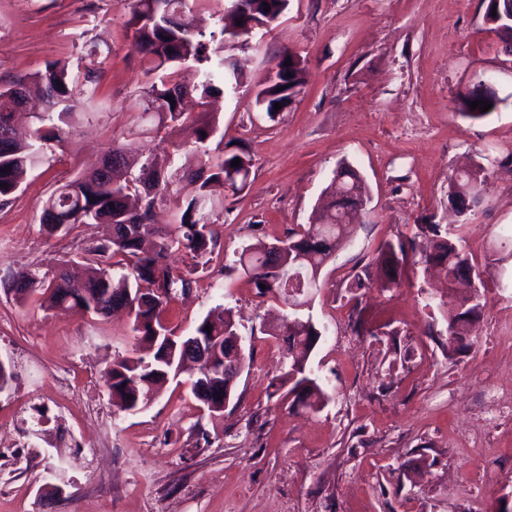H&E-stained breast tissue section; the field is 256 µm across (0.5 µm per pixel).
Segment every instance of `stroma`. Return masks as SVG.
<instances>
[{
	"label": "stroma",
	"mask_w": 512,
	"mask_h": 512,
	"mask_svg": "<svg viewBox=\"0 0 512 512\" xmlns=\"http://www.w3.org/2000/svg\"><path fill=\"white\" fill-rule=\"evenodd\" d=\"M189 8L218 46L226 0ZM485 9L484 0H289L239 55L236 92L205 108L187 100L195 121L224 134L211 155L252 159L242 193L211 187L220 237L210 262L169 257L195 278L169 306L177 335L221 304L252 354L216 420L173 381L139 411H119L103 373L135 350L127 314L45 310L4 288L9 275L55 267L108 235L107 225L83 224L51 237L39 216L113 142L131 143L142 160L170 156L195 169L200 159L191 127L161 138L134 106L152 78L125 26L128 0H0V87L57 60L76 84L90 75L98 85L72 132L0 204V361L12 373L0 390V512H512V254L500 241L512 225V166L500 163L512 151V72L501 67L507 38ZM284 50L301 58L306 85L271 120L255 95ZM491 75L497 109L460 114L458 92ZM341 162L360 173L369 200L305 309L326 330L310 365L331 400L313 412L271 387L285 349L268 330L291 308L231 265L241 248L309 223ZM478 165L481 202L463 215L448 188ZM431 222L463 225V250L486 285L459 354L440 341L455 298L442 274L418 265L383 290L374 264L385 242L424 243L419 227ZM356 310L373 335L355 332Z\"/></svg>",
	"instance_id": "35a3bbf8"
}]
</instances>
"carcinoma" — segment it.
Segmentation results:
<instances>
[{"label":"carcinoma","instance_id":"1","mask_svg":"<svg viewBox=\"0 0 512 512\" xmlns=\"http://www.w3.org/2000/svg\"><path fill=\"white\" fill-rule=\"evenodd\" d=\"M270 10H265V6ZM495 3L488 0L485 20L494 22L492 29L506 35L512 34V9L506 2L493 9ZM288 7V0H229L232 24L223 28L225 39L219 47L209 49L202 34L194 29L186 0H130L126 26L132 31L135 45L147 63L146 71L162 72L158 80L142 91L144 113L154 112L158 116V129L166 130L186 120L181 109V100L172 95L173 90L182 89L196 93L200 104L221 89L235 90L240 85L242 72L236 63L225 56L228 49L252 48L254 35L264 27L270 28ZM273 77L256 94V103L270 119L275 118L274 104L286 108L301 94L304 87L303 62L288 51L277 56ZM292 65L285 66V61ZM14 85L36 86L37 94L32 98L33 116L38 122L30 139L23 141L12 135L7 146L0 149V202H8L18 191L21 177L40 165L45 157L43 147L60 139L63 127L71 128L76 123L77 96H94L96 89L81 90L71 77L68 64L54 61L45 69ZM172 96L167 100L166 96ZM481 100L476 91L459 92V111L471 118L483 116L470 104ZM121 160L112 164L110 175L102 180L96 174L78 176L61 185L45 202V206L57 210L58 215L72 218L67 223L70 231L89 221L112 225L119 239H105L81 248L87 266L86 276L79 280L84 292L83 302L99 300L107 293L112 299L126 303L134 312L132 333L136 343L152 351V356H122L114 361L105 373V384L112 404L121 411L146 404L153 388L162 381L161 370L169 367L173 354H183L182 346L201 338L209 342L212 349L227 357L232 337L238 328L229 310L218 305L201 318L194 333L184 338L175 335L164 313L170 301L179 293L192 288L191 273H175L166 263L172 250H183L196 259L211 252L218 228L211 221L208 208L207 188L210 183L220 181L233 193L238 194L247 184L251 158L248 153L225 154L216 163L210 159L201 162L193 173L182 172L160 164L157 160H146L141 173L134 177L124 145L117 146ZM240 159V166L231 162ZM486 178L485 169L478 166L473 171L459 176L448 192V198L469 199L474 206L480 202L481 185ZM145 186L142 205L132 209L128 199L135 184ZM175 187V194H184L183 204L177 219L172 224L158 228L152 224V212L158 192ZM368 198L363 179L348 165H340L324 190L319 209L308 227L291 231L283 240L289 246L288 274L301 279L305 284L316 283V274L335 255L340 246L344 227L351 223L345 209V196ZM423 234L432 237L435 252L424 254V262L438 264L446 262V277L452 284L458 280L459 264H466L469 280L479 277V272L461 251L462 225L448 228L441 224L421 225ZM415 240H398L388 243L380 251L377 264L382 278L380 288L397 283L404 273L409 254L415 253ZM269 245L258 242L242 249L233 261V270L243 273L261 296L271 295L288 302L281 286V272L269 265ZM24 287L16 290V299L26 302L36 298L45 309L57 306H72V293L56 283L49 271L29 268L14 274L9 287L17 282ZM482 307L477 289L448 304V351L466 347L471 323V311ZM211 326V332L204 331ZM271 336L285 338L287 347L286 370L276 382L275 391L285 390L293 397V403L313 411L321 409L329 400L321 379L309 364L312 351L318 344L321 329L303 318L294 316L282 326L269 330ZM224 362L214 366L211 373L191 377V391L203 406H208L207 396L218 385H226Z\"/></svg>","mask_w":512,"mask_h":512}]
</instances>
